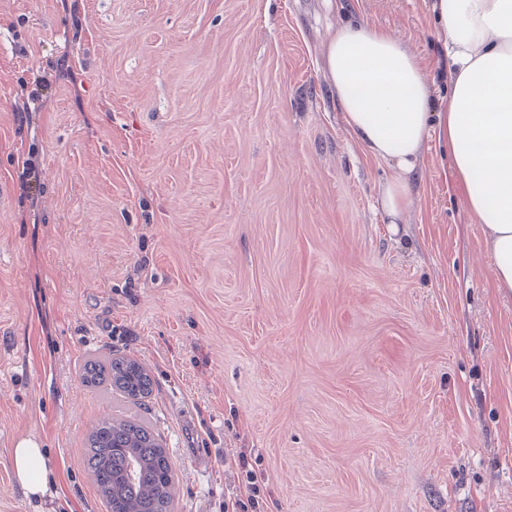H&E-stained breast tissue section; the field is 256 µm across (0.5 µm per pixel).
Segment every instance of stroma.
Returning <instances> with one entry per match:
<instances>
[{
    "label": "stroma",
    "instance_id": "1",
    "mask_svg": "<svg viewBox=\"0 0 512 512\" xmlns=\"http://www.w3.org/2000/svg\"><path fill=\"white\" fill-rule=\"evenodd\" d=\"M347 20L446 99L431 0H0V512H106L86 439L131 416L173 512H512V296L436 144L388 223L326 77ZM112 354L141 404L82 383ZM82 379L86 386H109L114 392L133 404H141L153 391L151 375L135 360L109 357L105 362L89 360L83 367ZM12 471L16 482L30 500H44L51 487V468L44 448L34 439L16 443L12 452Z\"/></svg>",
    "mask_w": 512,
    "mask_h": 512
}]
</instances>
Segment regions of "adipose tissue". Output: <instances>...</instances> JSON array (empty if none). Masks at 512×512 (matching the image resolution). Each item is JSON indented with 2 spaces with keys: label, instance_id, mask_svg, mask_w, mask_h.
Segmentation results:
<instances>
[{
  "label": "adipose tissue",
  "instance_id": "1",
  "mask_svg": "<svg viewBox=\"0 0 512 512\" xmlns=\"http://www.w3.org/2000/svg\"><path fill=\"white\" fill-rule=\"evenodd\" d=\"M432 9L447 53L446 106L419 58L364 23L333 28L324 51L329 87L353 138L393 171L380 191L388 217L411 204L427 143L447 151L494 259V286L512 294V0H433ZM12 471L29 499H45L51 468L36 440L16 443Z\"/></svg>",
  "mask_w": 512,
  "mask_h": 512
}]
</instances>
